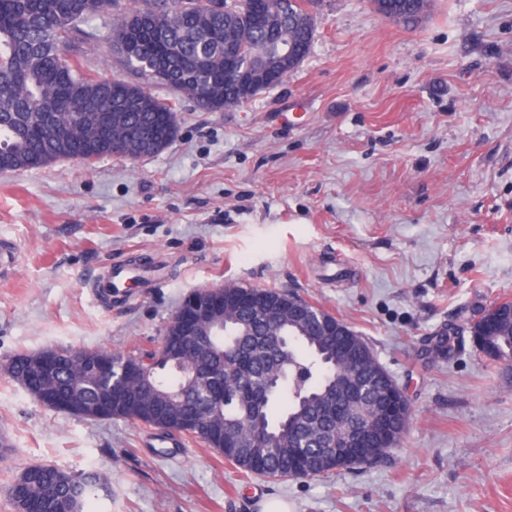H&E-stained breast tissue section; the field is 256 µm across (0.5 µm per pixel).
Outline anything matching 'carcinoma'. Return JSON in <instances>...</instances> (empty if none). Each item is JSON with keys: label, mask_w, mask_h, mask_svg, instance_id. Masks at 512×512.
<instances>
[{"label": "carcinoma", "mask_w": 512, "mask_h": 512, "mask_svg": "<svg viewBox=\"0 0 512 512\" xmlns=\"http://www.w3.org/2000/svg\"><path fill=\"white\" fill-rule=\"evenodd\" d=\"M292 14L276 20L281 0H0V173L47 167L61 159L148 156L165 149L177 134L172 104L152 84L193 100L201 109L221 112L239 106L280 82L296 66L275 68L268 59L290 47L299 62L315 38L309 6L317 0H289ZM375 12L393 10L405 26L419 24L431 0H371ZM113 14L112 52L136 76L101 79L83 71L66 48L79 24ZM237 302L227 318L235 336L198 342L188 334L166 350L169 363L154 372L158 349L114 350L120 363L138 357L154 384L125 411L111 414L151 426L140 408L156 418L174 419L173 432L214 445L216 422L224 427L217 452L244 475L284 479L304 473L319 476L336 468L333 440L351 433L362 410L354 400L382 405L390 385L372 381L374 354L357 333L332 334L336 316L275 288H235ZM477 351L490 360L512 359V322L482 329L468 322ZM8 377L32 397L28 386L31 356L9 358ZM297 364L308 368L302 388L277 393L275 381ZM132 391L128 380L96 381L79 363L64 365L52 380L63 397L75 394L93 402L110 383ZM409 413L382 421L361 441L360 453L373 455L400 439ZM26 486L9 488L13 502L29 512H59L80 501V512H94V475L51 464L27 467Z\"/></svg>", "instance_id": "obj_1"}]
</instances>
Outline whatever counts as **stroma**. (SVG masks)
Instances as JSON below:
<instances>
[{
	"instance_id": "35a3bbf8",
	"label": "stroma",
	"mask_w": 512,
	"mask_h": 512,
	"mask_svg": "<svg viewBox=\"0 0 512 512\" xmlns=\"http://www.w3.org/2000/svg\"><path fill=\"white\" fill-rule=\"evenodd\" d=\"M310 55L278 86L208 112L136 160L0 175V361L45 347H156L184 298L284 289L345 320L410 404L376 463L309 479L241 475L204 443L49 409L0 371V512L27 466L96 473V512H512V363L439 330L512 300V0H432L407 27L369 0H320ZM113 19L79 59L109 78ZM152 287L96 302L117 261Z\"/></svg>"
}]
</instances>
